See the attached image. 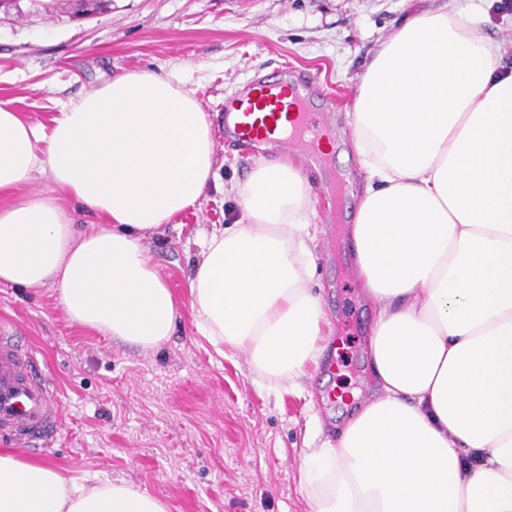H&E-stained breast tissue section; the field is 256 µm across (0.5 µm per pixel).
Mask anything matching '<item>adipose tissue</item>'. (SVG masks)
<instances>
[{
    "label": "adipose tissue",
    "mask_w": 512,
    "mask_h": 512,
    "mask_svg": "<svg viewBox=\"0 0 512 512\" xmlns=\"http://www.w3.org/2000/svg\"><path fill=\"white\" fill-rule=\"evenodd\" d=\"M466 0L417 14L377 51L347 113L362 176L348 241L376 387L336 440L307 449V512H512V69ZM206 112L171 72L112 78L50 132L0 105V283L49 285L70 322L143 350L182 305L218 355L297 390L333 327L311 287L321 228L309 175L260 160L240 211L199 235L181 300L144 242L207 196ZM92 216L77 232L36 175ZM0 512H169L126 480L85 483L0 452Z\"/></svg>",
    "instance_id": "1"
}]
</instances>
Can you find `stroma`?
I'll list each match as a JSON object with an SVG mask.
<instances>
[{
  "instance_id": "stroma-1",
  "label": "stroma",
  "mask_w": 512,
  "mask_h": 512,
  "mask_svg": "<svg viewBox=\"0 0 512 512\" xmlns=\"http://www.w3.org/2000/svg\"><path fill=\"white\" fill-rule=\"evenodd\" d=\"M445 0H112L109 12L76 20L67 0L0 18V103L43 129L84 94L130 71L174 72L207 112L215 141L216 181L199 207L179 215L182 230L146 243L180 298L200 248L197 231L239 211L224 185L260 158L236 150L222 117L252 77L317 74L330 98L323 108L340 148L335 167L357 180L345 107L373 55L415 14ZM356 198L319 190L321 234L314 288L344 351L334 378L315 371L302 392H274L257 381L244 353L225 358L197 336L184 314L161 348L139 351L72 325L53 288L0 284V321L33 346L61 401L46 461L69 477L122 478L162 497L170 512H306L301 459L313 425L330 438L338 418L327 401L336 386L371 397L365 335L373 320L351 268L333 211Z\"/></svg>"
}]
</instances>
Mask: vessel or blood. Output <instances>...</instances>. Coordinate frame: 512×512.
Instances as JSON below:
<instances>
[{"label": "vessel or blood", "mask_w": 512, "mask_h": 512, "mask_svg": "<svg viewBox=\"0 0 512 512\" xmlns=\"http://www.w3.org/2000/svg\"><path fill=\"white\" fill-rule=\"evenodd\" d=\"M314 79L255 82L236 100L235 141L246 150L276 139L288 151H303L307 164H320L317 148L325 134L324 113L310 105ZM61 412L55 390L39 373L32 349L11 329L0 328V438L25 447L53 431Z\"/></svg>", "instance_id": "1"}]
</instances>
